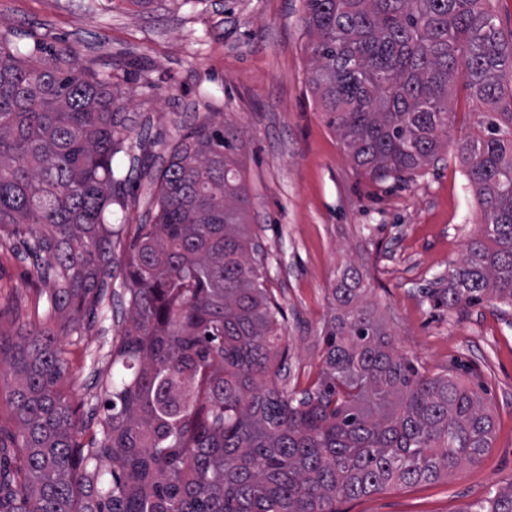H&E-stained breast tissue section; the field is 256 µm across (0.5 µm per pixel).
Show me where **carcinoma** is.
Returning <instances> with one entry per match:
<instances>
[{
	"instance_id": "obj_1",
	"label": "carcinoma",
	"mask_w": 512,
	"mask_h": 512,
	"mask_svg": "<svg viewBox=\"0 0 512 512\" xmlns=\"http://www.w3.org/2000/svg\"><path fill=\"white\" fill-rule=\"evenodd\" d=\"M492 2L303 0L308 86L370 176L437 162L449 90L468 91L477 121L455 149L484 219L438 296L450 309L485 295L512 307V38ZM18 39L0 30V232L22 237L50 308L14 340L0 331L20 456L13 471L0 461V512H338L481 460L482 398L396 352L352 265L332 289L318 387L299 399L277 387L284 311L243 227L242 140L212 119L150 175L156 213L124 262L131 316L101 379L100 439L83 447L60 337L81 335L77 313L96 311L115 269L125 105L93 63ZM91 460L109 462L110 481ZM464 512H512V483Z\"/></svg>"
}]
</instances>
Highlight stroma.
<instances>
[{"mask_svg": "<svg viewBox=\"0 0 512 512\" xmlns=\"http://www.w3.org/2000/svg\"><path fill=\"white\" fill-rule=\"evenodd\" d=\"M302 17V0H155L146 10L126 0H0V30L24 32L20 49L31 34L69 48L122 93L128 133L113 164L135 200L112 211L118 257L155 213L144 166L161 168L187 125L225 120L245 143L249 229L285 312L278 385L299 394L317 380L332 290L352 264L398 352L424 375L458 377L487 403L494 433L481 462L338 503L339 512H464L512 484V307L486 299L451 310L432 296L447 287L483 210L454 149L398 179L372 178L351 160L309 90ZM18 244L0 238V332L8 335L33 320L44 295ZM123 295L117 272L95 314L83 315L82 335L62 339L83 443L98 429V373L112 364Z\"/></svg>", "mask_w": 512, "mask_h": 512, "instance_id": "35a3bbf8", "label": "stroma"}]
</instances>
